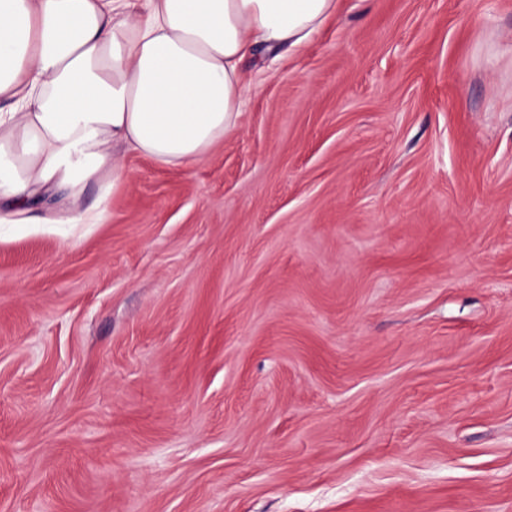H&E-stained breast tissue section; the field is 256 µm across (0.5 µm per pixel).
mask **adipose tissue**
<instances>
[{"instance_id":"adipose-tissue-1","label":"adipose tissue","mask_w":512,"mask_h":512,"mask_svg":"<svg viewBox=\"0 0 512 512\" xmlns=\"http://www.w3.org/2000/svg\"><path fill=\"white\" fill-rule=\"evenodd\" d=\"M336 0H0V224H95L117 148L187 167L235 133L257 49L307 45Z\"/></svg>"}]
</instances>
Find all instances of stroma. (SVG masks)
<instances>
[{"label": "stroma", "mask_w": 512, "mask_h": 512, "mask_svg": "<svg viewBox=\"0 0 512 512\" xmlns=\"http://www.w3.org/2000/svg\"><path fill=\"white\" fill-rule=\"evenodd\" d=\"M116 154L0 235V512H512V0H338Z\"/></svg>", "instance_id": "obj_1"}]
</instances>
